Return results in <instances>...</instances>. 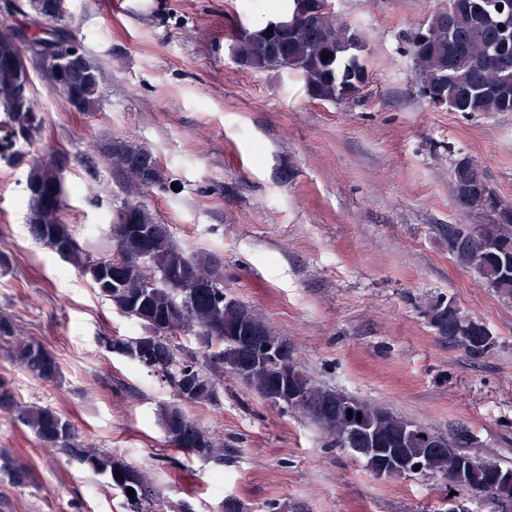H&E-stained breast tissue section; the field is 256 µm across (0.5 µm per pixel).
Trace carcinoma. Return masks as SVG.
<instances>
[{"label": "carcinoma", "mask_w": 512, "mask_h": 512, "mask_svg": "<svg viewBox=\"0 0 512 512\" xmlns=\"http://www.w3.org/2000/svg\"><path fill=\"white\" fill-rule=\"evenodd\" d=\"M289 15L298 18L292 28L274 29L266 23L256 29L242 28L232 36L231 55L241 68L252 71L281 70L300 75L308 93L321 101L336 102L360 94L368 73L356 52L363 48L362 36L336 18L328 9V0H291ZM35 15L52 19L65 17V0H30ZM503 6L497 10V6ZM512 11V0H448V8L433 15L409 39L415 78L420 95L431 101L444 100L454 112H512V21L503 15ZM62 39L57 29L31 33V41L22 45L0 34V123L7 127L5 146L21 139L34 146L41 138L43 119L33 95L22 97L20 89L32 84L29 72L16 64L23 51L40 55L39 68L49 83L56 81L70 88L78 111H99V67L82 72H58L48 43ZM333 57L323 59L324 54ZM104 163L127 177L129 197L123 206L131 211L138 226L133 232L108 237L103 251H89L78 243L75 230L66 221V201L61 176L60 154L35 152L28 160L26 194L27 224L36 241L54 251L61 259L86 276L98 294L122 316L136 321L143 329L137 337L105 336L101 343L112 353L148 368L173 390L177 403L163 408L162 419L169 442L182 444L192 435L194 445L187 452L200 457L224 460V449L178 405L184 400L207 405L217 401L224 374L248 360L238 347L233 330L242 328L240 308L244 303L224 296V286L197 288L195 284L224 279L222 269L211 259L191 254L174 240L170 225L156 218L146 192L162 182L159 162L145 146L115 138L101 148ZM453 194L461 205L473 206L492 188L471 159L454 163ZM511 214L501 224H462L448 226V236L459 237L462 245L452 251L456 260L474 270L500 293L512 294V281H504L503 255L487 247L492 236L512 240ZM148 267L140 268L142 255ZM112 264L116 288L100 284L98 260ZM248 329L260 331L271 342L281 337L258 315L253 314ZM196 337L199 351L187 355L177 343V335ZM441 335L462 343L476 354L491 346V337L483 324L458 315L445 324ZM9 344L14 362L40 380H52L59 374L54 355L34 340L15 336L11 318L0 316V343ZM280 367L271 362H254L243 383L265 400L282 387ZM365 415L379 426L385 436H399L411 422L368 401L358 400ZM0 408L16 409L18 419L46 446L65 451L70 460L108 478L124 494L130 512H151L153 501L147 495L146 476L127 467L108 452L78 448L69 420L43 406H14L10 392L0 383ZM345 447L350 421L336 412L314 418ZM421 435L411 436L405 444L411 457L421 459L430 474L452 479L460 453L457 440L448 439L435 450L426 437L431 431L422 426ZM472 473L469 490L495 499L512 496V485L499 486L493 478L503 471L496 461L479 459ZM0 472L13 482L30 479L28 469L11 458L0 459ZM120 474L117 479L114 474ZM133 489L134 495L127 494Z\"/></svg>", "instance_id": "1"}]
</instances>
